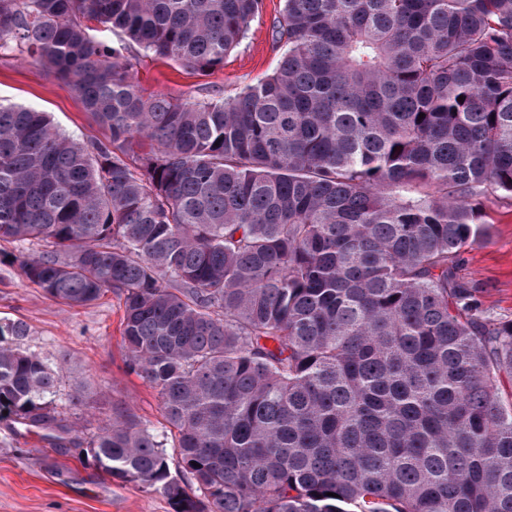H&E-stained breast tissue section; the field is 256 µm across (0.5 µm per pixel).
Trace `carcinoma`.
<instances>
[{
	"label": "carcinoma",
	"instance_id": "obj_1",
	"mask_svg": "<svg viewBox=\"0 0 512 512\" xmlns=\"http://www.w3.org/2000/svg\"><path fill=\"white\" fill-rule=\"evenodd\" d=\"M261 5L0 0V58L107 132L0 102V240L52 247L21 271L54 299L123 297L166 422L122 415L86 457L173 512H512V320L459 274L484 201H512V0H283L262 80L139 89L141 57L224 67ZM25 335L0 322V424L66 448ZM0 100L49 112L57 126L81 142L104 136L72 82L56 77L35 58H0Z\"/></svg>",
	"mask_w": 512,
	"mask_h": 512
}]
</instances>
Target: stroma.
<instances>
[{"label": "stroma", "instance_id": "stroma-1", "mask_svg": "<svg viewBox=\"0 0 512 512\" xmlns=\"http://www.w3.org/2000/svg\"><path fill=\"white\" fill-rule=\"evenodd\" d=\"M281 8L282 0H263L246 39L222 69L203 75L147 57L137 63L136 79L146 91L180 99L218 88L232 94L276 67L280 53L272 23ZM0 102L48 112L83 142L104 136L71 81L34 58H0ZM485 210L489 231L465 249L460 269L481 285L482 303L492 316L512 320V202L491 198ZM39 251L24 241H0V320L26 323L20 347L59 366L53 406L71 426L76 446L56 449L36 432L0 425V512H172L161 494L111 479L79 457V447L123 410L156 429L164 419L156 390L127 367L121 297L109 291L90 304L72 306L52 299L25 280L19 267Z\"/></svg>", "mask_w": 512, "mask_h": 512}]
</instances>
